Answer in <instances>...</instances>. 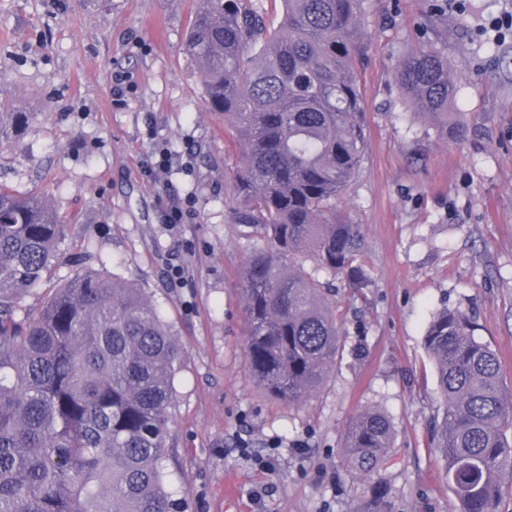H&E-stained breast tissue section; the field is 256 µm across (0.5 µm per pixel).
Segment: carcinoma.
Returning <instances> with one entry per match:
<instances>
[{"mask_svg":"<svg viewBox=\"0 0 512 512\" xmlns=\"http://www.w3.org/2000/svg\"><path fill=\"white\" fill-rule=\"evenodd\" d=\"M283 3L274 23L251 0H202L186 49L208 111L224 116L227 145L241 152L232 219L271 244L240 273L248 373L271 398L299 405L344 351L319 274L345 273L355 288L363 279V227L336 215L364 150L353 69L363 0ZM396 78L439 136H468L448 112L457 88L447 56L411 51ZM36 117L0 110V140ZM64 231L43 196L0 186V512H185L186 499L166 484L180 350L157 308L140 289L95 274L70 279L38 309L23 305ZM475 331L460 310L427 326L445 405L437 448L458 512H498L501 480L512 476L502 432L512 397L497 354ZM391 441L383 412H359L346 432V466L374 471Z\"/></svg>","mask_w":512,"mask_h":512,"instance_id":"obj_1","label":"carcinoma"}]
</instances>
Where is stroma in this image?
<instances>
[{
	"label": "stroma",
	"mask_w": 512,
	"mask_h": 512,
	"mask_svg": "<svg viewBox=\"0 0 512 512\" xmlns=\"http://www.w3.org/2000/svg\"><path fill=\"white\" fill-rule=\"evenodd\" d=\"M202 0H0V106L32 112L0 143V185L42 194L66 221L58 258L25 306L66 280L116 275L142 288L181 349L167 462L188 512H456L434 425L444 403L424 345L433 313L474 316L512 394V0H456L425 24L422 0H364L353 67L366 138L361 171L336 204L361 224L366 287L333 282L342 359L302 405L248 376L239 274L263 242L233 223L228 183L239 153L209 112L183 51ZM448 58L465 140L440 139L395 81L401 54ZM167 149V168L146 163ZM184 223L164 221L167 207ZM390 418L391 448L351 473V418ZM270 456L263 468L242 446Z\"/></svg>",
	"instance_id": "35a3bbf8"
}]
</instances>
